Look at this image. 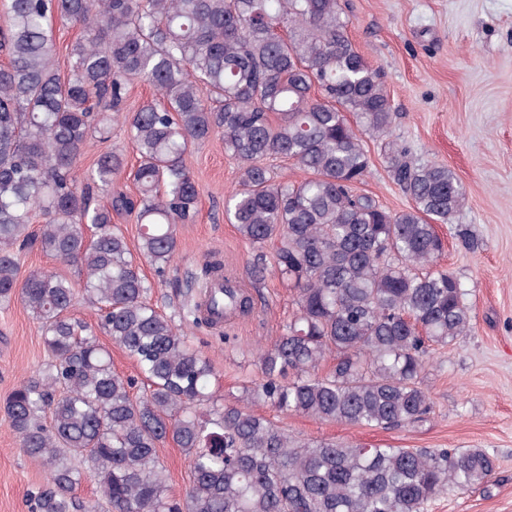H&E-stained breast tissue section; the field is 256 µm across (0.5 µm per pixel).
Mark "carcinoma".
<instances>
[{
    "instance_id": "cac0c4a2",
    "label": "carcinoma",
    "mask_w": 512,
    "mask_h": 512,
    "mask_svg": "<svg viewBox=\"0 0 512 512\" xmlns=\"http://www.w3.org/2000/svg\"><path fill=\"white\" fill-rule=\"evenodd\" d=\"M0 306L18 298L40 324L48 360L3 409L23 452L47 471L30 512H425L435 498L489 483L479 448H376L302 440L263 413L376 429L419 427L435 405L425 371L435 346L471 330L468 291L439 265L435 226L462 204L448 166L413 163L389 143L393 181L412 201L399 213L356 193L370 173L363 135L391 136L380 72L348 36L337 0H0ZM81 35L56 66L54 24ZM133 79L160 102L124 109ZM125 127L137 155V196L112 189L123 152L77 160ZM218 136L239 168L225 211L274 270L297 312L258 350L260 378L235 403L212 384L210 359L184 324L151 303L192 223L200 191L184 163ZM310 174L277 181L266 161ZM109 196L94 203L92 188ZM140 224L133 254L112 214ZM39 245L78 280L52 270L20 276L16 248ZM84 300L92 326L73 313ZM249 296L224 281V313ZM143 377L112 369L95 329ZM190 458L169 492L158 448ZM100 498L76 491L86 476Z\"/></svg>"
}]
</instances>
